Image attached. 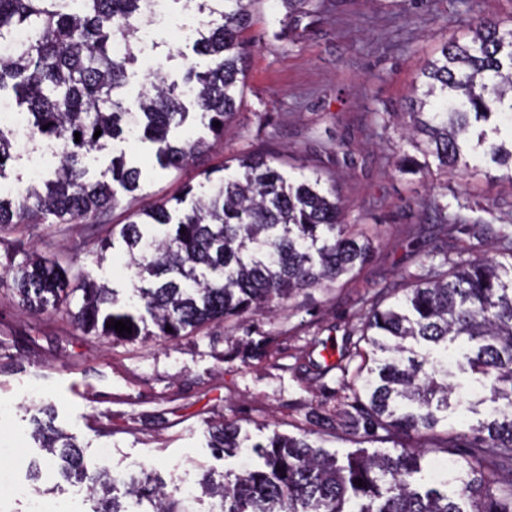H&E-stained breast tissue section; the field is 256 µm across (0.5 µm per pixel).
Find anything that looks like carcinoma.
<instances>
[{
  "mask_svg": "<svg viewBox=\"0 0 512 512\" xmlns=\"http://www.w3.org/2000/svg\"><path fill=\"white\" fill-rule=\"evenodd\" d=\"M182 2L204 17L194 43L202 62L188 65L179 83L153 73L150 89L126 106L119 91L136 61L146 0H0V37L27 33L0 58V102L10 93L16 107H26L37 139L59 146L44 191L25 186L10 202L0 198V230L50 216L56 224L108 223L119 203L116 188L140 190L142 171L121 153L103 172L110 179L93 181L85 158L122 135L150 144L160 168L171 171L209 146L204 136L178 135L190 115L213 137L224 136L245 77L246 34L263 0H224L222 11L212 0ZM422 75L425 90L411 105L403 140L425 161L405 153L398 168L428 173L432 157L438 170L463 174L469 158L481 155L507 166L503 178L512 183V138L502 135L512 115V17L477 21L471 37L445 42ZM17 161L12 134L0 126V181ZM476 207L466 197L450 214L430 198L422 208L435 222L418 225L417 234L473 231L492 243V258L452 257L444 240L424 255L414 281L374 293L358 315L360 340L370 349L363 362H372L362 384L367 402L345 384L352 395L338 415L358 442L391 443L393 451L360 448L340 458L273 430L252 444L258 465L203 480L219 512H512V229L470 223ZM119 236L135 270L129 295L85 276L73 311L78 290L67 270L51 258L27 257L5 269L19 303L35 312L62 310L86 334L114 337L115 322L128 320L138 336L149 319L154 330L146 335L177 337L215 320L272 311L300 290L356 275L378 233L346 223L340 190L326 185L323 172L291 177L267 158L247 155L234 169L224 165L223 175L209 173L180 195L133 212ZM466 346L459 369L489 388L494 407L470 432H448L439 429V414L460 387L448 351ZM239 435L226 420L211 428V447L234 455ZM412 436L468 452L454 460L451 479L436 478L423 466L431 448L404 443ZM34 437L63 462L64 478L92 482V512H131L112 495V473L72 438L49 424ZM126 495L143 512H188L148 479L131 480Z\"/></svg>",
  "mask_w": 512,
  "mask_h": 512,
  "instance_id": "obj_1",
  "label": "carcinoma"
}]
</instances>
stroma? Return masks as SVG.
<instances>
[{"mask_svg":"<svg viewBox=\"0 0 512 512\" xmlns=\"http://www.w3.org/2000/svg\"><path fill=\"white\" fill-rule=\"evenodd\" d=\"M171 26L159 28L151 59L129 69L120 95L131 99L162 69L180 78L194 60L199 18L173 0ZM512 16V0H308L289 13L281 0H263L254 14L243 90L222 138L180 171L161 170L144 145L115 143L92 154V176L124 151L142 170L136 197L121 196L110 225L83 220L56 228L19 226L0 231V266L28 252L57 257L72 274H87L122 295L134 281L122 248L96 264L94 251L110 226L198 184L206 172L239 156L263 152L294 175L327 167L349 205V222L377 228L381 241L366 265L343 286L307 288L270 313H245L176 338L85 336L60 313L22 310L10 278L0 279V461L7 462L17 493L0 491V512H27L35 488L47 489L59 512H91L85 485L44 468L32 482L33 461L45 453L31 438L34 416L52 405L56 426L83 447L112 451L110 468L119 489L145 474L167 493L187 498L193 512H212L201 494L204 475L221 476L240 461L209 446L211 426L236 421L258 441L271 430L308 437L345 455L355 449L336 410L344 383L353 381L360 358L327 367L324 345L356 342V315L364 298L420 272L413 234L418 217L411 204L430 197L453 202L469 193L488 207L490 222L512 221V186L477 175L426 176L398 171L404 151L400 126L417 76L448 40L463 38L477 18ZM385 115L386 128L370 125L367 113ZM350 151L348 162L331 164L333 151ZM80 390L78 399L57 393V378Z\"/></svg>","mask_w":512,"mask_h":512,"instance_id":"obj_1","label":"stroma"}]
</instances>
